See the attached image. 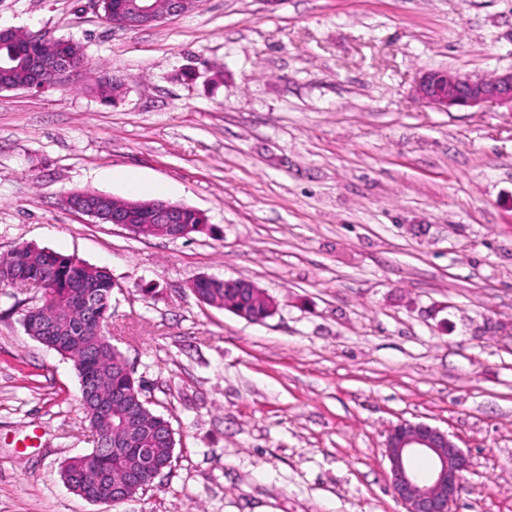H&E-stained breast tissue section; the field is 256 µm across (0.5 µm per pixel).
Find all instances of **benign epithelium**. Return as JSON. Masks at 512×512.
I'll return each mask as SVG.
<instances>
[{
	"label": "benign epithelium",
	"mask_w": 512,
	"mask_h": 512,
	"mask_svg": "<svg viewBox=\"0 0 512 512\" xmlns=\"http://www.w3.org/2000/svg\"><path fill=\"white\" fill-rule=\"evenodd\" d=\"M187 0H131L120 8L121 19L129 28L144 27L160 22L170 16L184 13ZM34 75L29 89L41 88L43 75L51 72L59 82H64L78 73V65L65 55H37L28 60ZM415 95L422 102L444 112L455 108H474L485 104L502 107L512 113V68L497 71L493 75L470 74L460 71L432 69L424 72L414 87ZM63 205L70 211L80 213L99 224L123 227L132 234H139L142 225L132 223L133 216L106 208L103 198L81 192L70 193L63 198ZM189 211L199 218V210L180 203L159 201L151 205L152 231L159 237L179 239L186 235L182 224L175 218ZM64 312L46 310L41 320V330L46 336H61L67 331L62 316ZM97 381L85 377L83 386L90 401L91 412L109 419L110 409L96 400ZM384 456L388 461V483L393 497L405 512H453L464 473L472 467L469 455L453 440L452 435L423 421L402 419L388 427L383 442ZM424 454L432 463L426 478L419 477L410 466V458ZM84 455L72 457L67 484L72 488L91 486L97 494L87 498L94 504L108 505L106 494L118 495L132 483L128 474L108 477L107 473L83 466Z\"/></svg>",
	"instance_id": "1"
}]
</instances>
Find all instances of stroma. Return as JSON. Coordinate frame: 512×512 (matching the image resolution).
<instances>
[{"label": "stroma", "instance_id": "stroma-1", "mask_svg": "<svg viewBox=\"0 0 512 512\" xmlns=\"http://www.w3.org/2000/svg\"><path fill=\"white\" fill-rule=\"evenodd\" d=\"M0 23L85 59L68 86L0 91V256L106 268L113 343L175 431L156 488L111 512H404L383 448L402 419L470 454L454 512H512V113L413 93L430 69L512 67V0H201L123 29L90 0H0ZM112 169L206 231L62 206L126 197ZM203 275L276 313L200 302ZM38 295L0 286V512H100L61 477L93 442L73 361L23 328ZM98 178L104 181H120L126 189L132 193H141L146 188L150 189L155 195H163L168 191V187L162 183H155L146 186L142 183L140 177L130 170H111L98 175ZM102 197L81 192L69 193L63 198V205L70 211L94 219L96 223L113 224L138 235L142 225L132 224V215L115 212L113 208L107 209ZM184 211L192 212L195 216L202 219L201 224H205L204 214L199 210L186 207L184 204L180 203H172L169 201H159L155 202L151 205V212L153 216L154 223L152 225V231L158 236L162 238L168 239H179L182 236L186 235L187 229H185V224H174L175 218L183 213ZM197 220L192 221L190 224V228L187 232V235L183 238L191 237L193 234L203 233L206 225H203L201 228H198V225L195 224Z\"/></svg>", "mask_w": 512, "mask_h": 512}]
</instances>
